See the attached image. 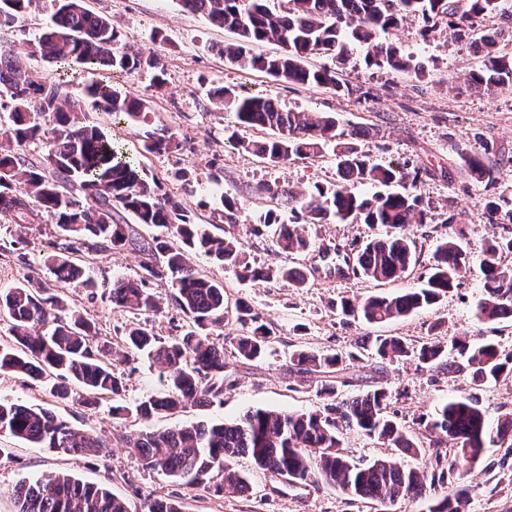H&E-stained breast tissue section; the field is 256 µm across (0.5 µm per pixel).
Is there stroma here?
<instances>
[{
	"label": "stroma",
	"instance_id": "stroma-1",
	"mask_svg": "<svg viewBox=\"0 0 512 512\" xmlns=\"http://www.w3.org/2000/svg\"><path fill=\"white\" fill-rule=\"evenodd\" d=\"M86 6L111 19L125 42L147 52H160L165 58L164 88H156L147 71L137 70L124 78L125 90L150 104L153 124L180 134V150L147 159L149 173L159 178L165 192L182 200L200 224L219 223L223 199L235 201L236 231L250 263L261 267L287 264L310 272L311 278L302 288L282 280L243 282L233 271L212 264L203 253H191L194 267L223 281L229 303L248 305L274 334L266 354L254 361L239 358L232 345H225L226 381L220 404L194 405L148 420L121 421L113 418L111 401L66 406L50 394L47 384L17 374L0 375V398L50 409L103 435L112 445L109 457L95 459L31 448L10 436L0 437V446L6 449L0 456V512H12V489L19 480L50 472L103 484L127 501L130 512H142L147 500L160 497L179 500L183 512H375L373 505L349 500L329 486H290L272 475L254 472L245 457L235 459L233 466L251 474V495L228 497L213 487L204 490L146 470L122 441L130 433L170 428L186 421H232L250 408L317 409L320 402L313 382L289 370L288 357L298 346L320 353L353 354L354 372L388 388L391 410L419 437L434 410L454 398L475 395L492 420L512 411V382L474 393L465 376L451 379L441 371L419 368L410 360L381 364L356 350L363 336H398L416 346L437 332L443 336L467 335L475 343L496 342L512 351V322L484 324L476 320L480 288L475 277L463 278L460 287L434 309L382 325L345 321L331 307L332 302L345 297L361 301L382 292L421 287L436 245L448 232V219L464 226L474 262L479 260L485 240L500 234L499 226L486 221L487 191L461 170L459 156L489 147L497 191L512 198V90L491 94L473 89L470 76L482 65V57L473 47L456 40L444 24L422 36L418 21L407 17L396 42L403 52L424 64L425 78L367 66L364 51L358 48L345 63L343 77L367 91V98L359 100L324 88L291 85L225 63L220 50L233 41V33L184 11L177 0H86ZM54 10V0H37L33 10L20 16L13 27L0 30V39L12 43L32 70L44 74L51 68L33 54L32 46ZM219 86L244 95H262L291 110L337 113L343 128L359 131L358 147L373 162L422 169L418 189L428 220L414 229L419 255L416 267L406 277L386 285L354 273L340 280L326 275L317 245L340 244L357 250L384 235L385 229L379 225H304L313 251L288 256L275 251L270 237L254 234L253 226L270 207L264 187L279 185L305 192L317 185L334 189L338 181L336 159L328 151L319 158H296L273 166L238 150L226 134L232 118L211 96L212 89ZM178 169L187 170L188 182L173 179ZM23 235L29 243L21 260L16 242ZM57 240L51 220L27 231L10 217L0 216V289L26 279L40 282L69 307L88 308L101 340L110 347L123 344L138 315L106 297L88 303L85 289L60 288L45 264ZM139 261L133 251L109 250L91 256L85 269L97 283L108 284L115 279L137 278ZM437 320L442 326L436 331L432 324ZM120 370L124 382L121 404H132L161 388L154 369L139 357H131ZM500 457L499 449H489L472 468L469 480L474 490L465 512H512V470L499 467Z\"/></svg>",
	"mask_w": 512,
	"mask_h": 512
}]
</instances>
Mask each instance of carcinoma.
<instances>
[{"mask_svg":"<svg viewBox=\"0 0 512 512\" xmlns=\"http://www.w3.org/2000/svg\"><path fill=\"white\" fill-rule=\"evenodd\" d=\"M51 24L40 35L35 52L52 67L67 71H104L107 78L88 87L86 98L63 97L62 83L30 71L14 49L0 43V110L9 112L10 125L0 132V215L23 227L50 218L60 242L47 264L56 282L89 289L82 280L83 264L75 255L130 249L139 254L140 273L135 281L116 280L110 288L112 304L143 316L126 332L125 345L112 358L97 353L106 344L97 336L94 323L56 295H43L32 280L0 289V315L7 318L10 339L0 345V372L25 374L34 379H57L54 397L72 399L75 388L86 405L121 395L122 375L116 364L131 354L145 356L155 368L162 390L131 406L112 407V415L128 420L149 419L192 402L200 406L223 403L224 345L215 341L212 329L230 320L238 333L230 343L247 361L261 357L273 340L270 329L242 303L229 309L224 283L199 272L188 253L202 252L217 266L234 269L243 281L282 280L296 288L309 278L296 267H255L245 257L233 232L215 235L207 226L194 223L190 210L163 191L161 181L148 177L146 169L118 141L96 125L82 121L86 111L109 112L118 121L141 126L144 152L171 153L180 148L179 135L168 127L152 124L150 105L116 86V79L149 69L156 87L165 84L161 55H144L122 43L111 20L85 7V0H55ZM184 10L204 16L212 25L232 30L237 41L222 47L224 61L242 70L263 73L289 84L339 90V69L357 47L365 50L366 63L378 69L425 75L424 65L404 54L390 35L408 15L417 17L424 34L439 21L448 24L461 40L477 30L489 15L500 26L482 31L470 45L482 54L481 69L471 76L472 85L495 91L512 84V55L498 44L512 39V0H178ZM33 0H0V29L9 27L32 6ZM276 41L281 51L254 54L250 46ZM312 54L336 60L331 68L307 64ZM224 110L234 114L245 128L269 129L260 141L236 140V145L255 153L270 165L293 157L314 158L333 146L339 181L328 191L320 186L310 192L267 187L269 198L288 206L296 216L293 224H281L275 210L266 212L263 223L272 231L279 250L305 253L310 238L297 225L329 224L339 219L350 223L381 225L385 236L366 243L354 257V270L365 278L386 283L404 277L419 256L412 225L426 223V211L417 193L420 171L371 162L358 150L359 132L341 128L332 113L294 112L259 95H242L222 87L213 90ZM41 141L45 154L32 158L28 144ZM466 175L495 188L493 166L487 153L474 151L461 157ZM359 186L371 192L361 194ZM512 203L492 193L485 204L490 224L503 216L512 223ZM166 230L164 235L144 236L137 226ZM466 234L448 216V234L436 246L430 274L422 288L388 295H373L359 303L342 298L333 308L345 317L383 324L434 307L457 289L470 270ZM512 254V228L485 241L478 266L482 297L476 318L482 323L512 319V264L502 261ZM164 278L175 307L186 318L185 330L167 340L156 337L149 318L160 310L148 288ZM361 348L380 363L415 360L422 369L463 373L474 390L512 381V352L493 342L478 345L468 336H435L419 346L407 345L398 336H365ZM291 371L315 377L320 406L310 412L249 409L229 423L205 421L159 432L126 436V447L146 468L187 480V484L218 489L231 496H249L251 479L234 470L230 461L247 456L257 471L289 483L331 486L352 501H371L384 512L402 500L433 496L429 512H464L471 485L470 470L488 448L505 449L512 455V412L488 421L486 411L471 396L442 404L425 424L430 435L423 445L388 411L391 393L382 385H369L348 397L340 387L360 377L349 372L350 363L336 353H318L303 347L289 357ZM358 429L403 456L417 460L427 448L435 450L436 467H404L380 458L356 462L345 453L343 429ZM66 454L98 456L108 441L79 428L54 412L30 404L0 399V434ZM451 444V454L441 448ZM456 481L454 497L436 496L447 477ZM15 512H129L126 501L105 487L84 483L62 473L22 479L12 492ZM145 512H182L174 499L146 502Z\"/></svg>","mask_w":512,"mask_h":512,"instance_id":"obj_1","label":"carcinoma"}]
</instances>
